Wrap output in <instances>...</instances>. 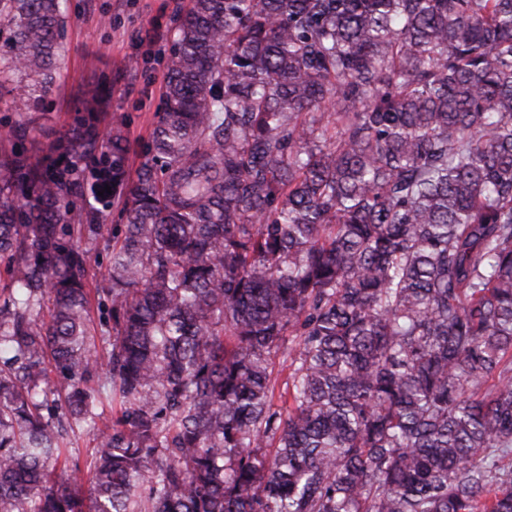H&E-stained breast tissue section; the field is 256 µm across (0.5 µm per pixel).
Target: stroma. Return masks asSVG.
I'll list each match as a JSON object with an SVG mask.
<instances>
[{
    "instance_id": "obj_1",
    "label": "stroma",
    "mask_w": 512,
    "mask_h": 512,
    "mask_svg": "<svg viewBox=\"0 0 512 512\" xmlns=\"http://www.w3.org/2000/svg\"><path fill=\"white\" fill-rule=\"evenodd\" d=\"M187 0H68L65 52L54 92L35 113V129L25 147L32 160L48 161L51 145L83 115L93 94L103 97L95 116L101 129L121 130L138 167L162 106L165 55L173 28ZM106 232L96 245L97 259L87 286L105 285L112 232L125 216L121 205L103 212Z\"/></svg>"
}]
</instances>
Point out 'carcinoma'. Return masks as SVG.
Wrapping results in <instances>:
<instances>
[{"mask_svg": "<svg viewBox=\"0 0 512 512\" xmlns=\"http://www.w3.org/2000/svg\"><path fill=\"white\" fill-rule=\"evenodd\" d=\"M66 18L0 0L28 109ZM162 103L100 356L127 140L0 137V512H512V0H188ZM125 216L122 210V204H114L109 209L103 212V224H106L108 231L104 230L102 235L99 236L96 245V253L98 255L96 262H92L89 266L86 277H87V288L92 289L91 291V319L96 329L95 344L96 349L102 354L104 344L101 341V325L103 323V317H107L105 314L101 315L97 309V296L94 294L95 288H102L106 284L109 272V254L112 245V229L116 231L118 228L125 224Z\"/></svg>", "mask_w": 512, "mask_h": 512, "instance_id": "cac0c4a2", "label": "carcinoma"}]
</instances>
